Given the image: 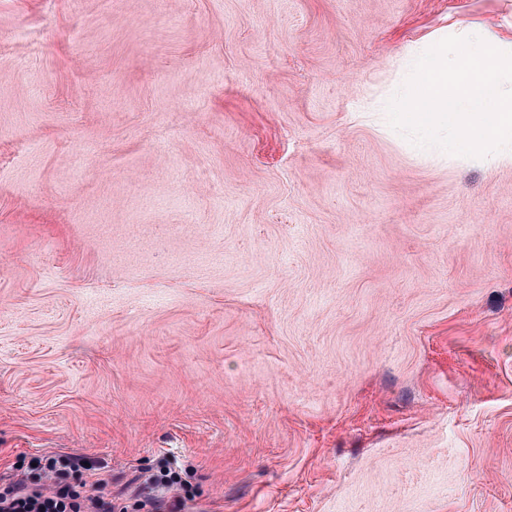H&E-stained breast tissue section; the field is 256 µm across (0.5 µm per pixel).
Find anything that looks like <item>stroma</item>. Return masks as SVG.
I'll return each instance as SVG.
<instances>
[{
  "label": "stroma",
  "mask_w": 512,
  "mask_h": 512,
  "mask_svg": "<svg viewBox=\"0 0 512 512\" xmlns=\"http://www.w3.org/2000/svg\"><path fill=\"white\" fill-rule=\"evenodd\" d=\"M512 0H0V476L116 507L512 512V160L387 101ZM37 464L45 477L49 479L68 475L69 473H76L80 469L89 470L85 459L66 453L44 456L37 461Z\"/></svg>",
  "instance_id": "obj_1"
}]
</instances>
